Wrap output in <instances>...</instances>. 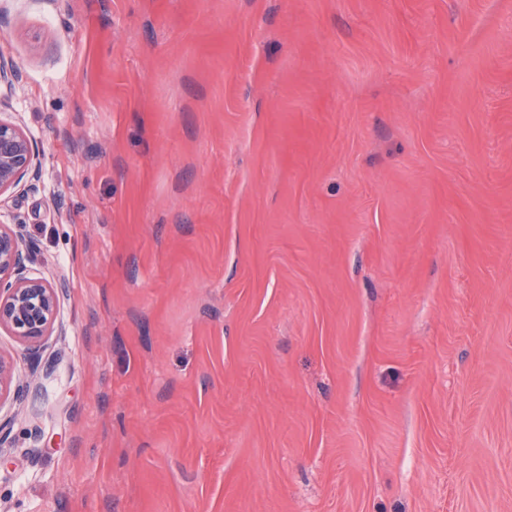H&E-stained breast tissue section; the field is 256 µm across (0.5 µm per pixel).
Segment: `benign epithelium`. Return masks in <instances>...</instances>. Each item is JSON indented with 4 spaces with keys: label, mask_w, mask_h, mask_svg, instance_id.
<instances>
[{
    "label": "benign epithelium",
    "mask_w": 512,
    "mask_h": 512,
    "mask_svg": "<svg viewBox=\"0 0 512 512\" xmlns=\"http://www.w3.org/2000/svg\"><path fill=\"white\" fill-rule=\"evenodd\" d=\"M41 163L38 143L18 122L0 117V195L14 188ZM35 253L22 237L0 225V331L35 348L53 328L65 285L44 277L24 275ZM33 374L19 369L0 353V405L19 398Z\"/></svg>",
    "instance_id": "7a95c632"
}]
</instances>
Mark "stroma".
I'll return each instance as SVG.
<instances>
[{
  "mask_svg": "<svg viewBox=\"0 0 512 512\" xmlns=\"http://www.w3.org/2000/svg\"><path fill=\"white\" fill-rule=\"evenodd\" d=\"M0 63L67 284L0 512H512V0H0Z\"/></svg>",
  "mask_w": 512,
  "mask_h": 512,
  "instance_id": "35a3bbf8",
  "label": "stroma"
}]
</instances>
